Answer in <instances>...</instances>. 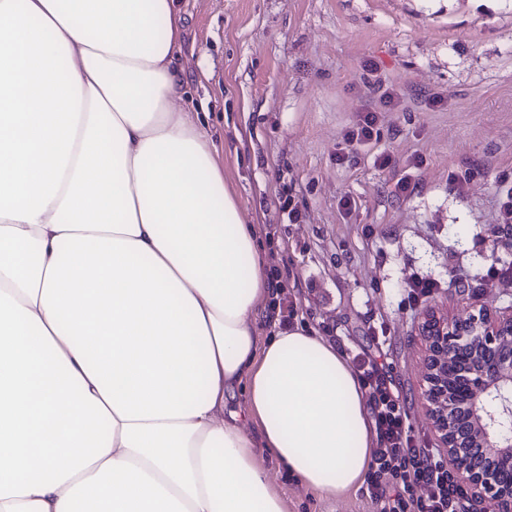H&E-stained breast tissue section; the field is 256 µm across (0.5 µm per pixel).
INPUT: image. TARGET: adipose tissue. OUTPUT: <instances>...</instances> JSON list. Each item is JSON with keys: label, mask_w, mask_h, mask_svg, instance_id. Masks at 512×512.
Masks as SVG:
<instances>
[{"label": "adipose tissue", "mask_w": 512, "mask_h": 512, "mask_svg": "<svg viewBox=\"0 0 512 512\" xmlns=\"http://www.w3.org/2000/svg\"><path fill=\"white\" fill-rule=\"evenodd\" d=\"M181 37L174 0H0V512H287L265 454L365 482L344 354L258 338L266 260Z\"/></svg>", "instance_id": "adipose-tissue-1"}]
</instances>
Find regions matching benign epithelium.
<instances>
[{
	"mask_svg": "<svg viewBox=\"0 0 512 512\" xmlns=\"http://www.w3.org/2000/svg\"><path fill=\"white\" fill-rule=\"evenodd\" d=\"M423 387L436 433L478 512H512V314L424 313Z\"/></svg>",
	"mask_w": 512,
	"mask_h": 512,
	"instance_id": "7a95c632",
	"label": "benign epithelium"
}]
</instances>
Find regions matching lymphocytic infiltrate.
Listing matches in <instances>:
<instances>
[{
  "instance_id": "1",
  "label": "lymphocytic infiltrate",
  "mask_w": 512,
  "mask_h": 512,
  "mask_svg": "<svg viewBox=\"0 0 512 512\" xmlns=\"http://www.w3.org/2000/svg\"><path fill=\"white\" fill-rule=\"evenodd\" d=\"M376 432L366 484L375 512H463L470 488L439 449L420 445L386 363L354 355Z\"/></svg>"
}]
</instances>
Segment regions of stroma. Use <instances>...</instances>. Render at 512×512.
I'll use <instances>...</instances> for the list:
<instances>
[{"instance_id":"35a3bbf8","label":"stroma","mask_w":512,"mask_h":512,"mask_svg":"<svg viewBox=\"0 0 512 512\" xmlns=\"http://www.w3.org/2000/svg\"><path fill=\"white\" fill-rule=\"evenodd\" d=\"M179 67L208 124L247 223L280 275L295 324L343 353L390 365L422 444L434 447L422 397L420 311L402 299L414 277L441 287L426 307L451 315L512 309V262L493 243L497 176L512 169V0H178ZM383 74L405 94L381 106ZM377 107L379 141L344 133ZM387 168L374 166L377 154ZM471 171L463 190L450 176ZM413 193L396 191L400 178ZM353 198L357 206L345 210ZM303 218L289 223L284 203ZM385 325L375 344L368 328ZM263 465L288 512H374L364 491L324 498Z\"/></svg>"}]
</instances>
